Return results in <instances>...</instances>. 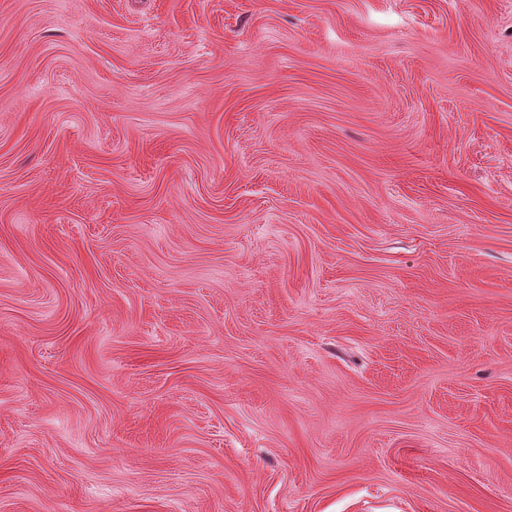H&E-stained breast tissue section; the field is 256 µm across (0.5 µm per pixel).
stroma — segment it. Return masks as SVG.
<instances>
[{"mask_svg":"<svg viewBox=\"0 0 512 512\" xmlns=\"http://www.w3.org/2000/svg\"><path fill=\"white\" fill-rule=\"evenodd\" d=\"M0 512H512V0H0Z\"/></svg>","mask_w":512,"mask_h":512,"instance_id":"stroma-1","label":"stroma"}]
</instances>
